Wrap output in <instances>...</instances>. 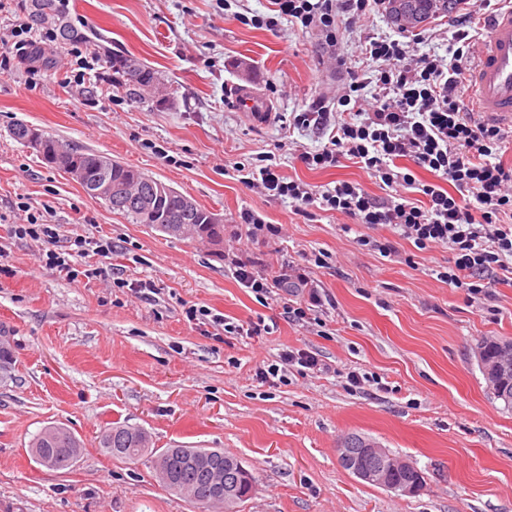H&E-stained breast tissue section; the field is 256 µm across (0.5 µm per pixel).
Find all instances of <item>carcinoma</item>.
Wrapping results in <instances>:
<instances>
[{
  "label": "carcinoma",
  "instance_id": "cac0c4a2",
  "mask_svg": "<svg viewBox=\"0 0 512 512\" xmlns=\"http://www.w3.org/2000/svg\"><path fill=\"white\" fill-rule=\"evenodd\" d=\"M17 7L26 14L31 25L54 26L59 43L81 42L100 49L103 74L107 75L109 82L121 89L129 99L152 103L156 107H164L170 103L168 98H158L148 93L150 88L155 91L160 89L161 76L154 68L139 58L135 59L123 52L115 53L103 46L102 41L105 37L95 28L88 26L84 32L79 30L65 20L58 0H18ZM70 155L71 160L81 164L100 163L110 172L114 181H123L131 175L148 178L142 171L91 149L73 146ZM182 198V193L174 188L170 189L166 202L167 209L181 216L182 223L194 224L200 228L201 234L196 240L213 245L220 242L224 225L207 223L211 212L197 203L190 209L181 208ZM499 344L500 347L495 349V353L499 355L505 351L511 354V357L501 369L502 390L494 391V395L504 402L505 407L512 408V339H502ZM99 447L115 460H135L148 453L152 447V438L146 430L138 426L114 422L100 435ZM81 448V441L63 425L44 427L31 442L34 458L47 460L58 470L70 468L78 459ZM164 452L172 458L187 452L197 455L199 462L196 466L186 469L180 475V481L193 485L201 494L207 490L213 472H224V450L221 448H166Z\"/></svg>",
  "mask_w": 512,
  "mask_h": 512
}]
</instances>
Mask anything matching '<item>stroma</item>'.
Wrapping results in <instances>:
<instances>
[{
    "label": "stroma",
    "instance_id": "obj_1",
    "mask_svg": "<svg viewBox=\"0 0 512 512\" xmlns=\"http://www.w3.org/2000/svg\"><path fill=\"white\" fill-rule=\"evenodd\" d=\"M68 21L97 28L110 48L159 71L173 103H136L102 77L81 72L69 45L47 43L46 62L8 53L0 60V512H197L160 482L152 458L112 459L98 446L119 421L145 428L156 449L221 448L255 478L240 512H512V408L496 400L476 348L512 338V287L468 294L439 280L448 247L416 250L394 230L385 257L360 245L363 227L323 208L297 211L234 176V162L275 155L281 174L325 191L346 180L374 198L384 186L352 160L314 169L302 162L326 142L294 127L301 112L334 91L331 66H318L316 30L280 20L269 29V0H64ZM453 14L428 19L414 57H447ZM397 29L386 13L341 29L340 59L353 62L366 37ZM258 88L274 115L259 126L230 104L231 91ZM25 122L72 145L140 169L224 218L221 244H199L129 223L9 134ZM30 202L59 227L56 249L75 237L112 240L90 257L100 276L73 283L39 263L47 243L19 238L11 217ZM284 228L280 238H248L242 210ZM239 244L269 271L309 266L329 297L324 332L284 317L283 298L259 296L224 264ZM326 253L318 267L314 258ZM127 280L111 287L112 277ZM151 281V300L130 284ZM204 306L223 323L188 321ZM262 324L266 331L247 335ZM315 352L328 372L298 374L288 350ZM279 365L280 381L260 382ZM364 376L347 385L349 372ZM61 423L84 443L76 464L48 470L29 445ZM372 438L426 476L404 494L365 483L338 462L341 438Z\"/></svg>",
    "mask_w": 512,
    "mask_h": 512
}]
</instances>
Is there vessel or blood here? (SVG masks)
Instances as JSON below:
<instances>
[{
    "label": "vessel or blood",
    "instance_id": "1",
    "mask_svg": "<svg viewBox=\"0 0 512 512\" xmlns=\"http://www.w3.org/2000/svg\"><path fill=\"white\" fill-rule=\"evenodd\" d=\"M472 87L479 112L512 127V8L493 14L480 61L472 72ZM232 104L259 123L269 121L273 112L261 93L249 89L238 91Z\"/></svg>",
    "mask_w": 512,
    "mask_h": 512
}]
</instances>
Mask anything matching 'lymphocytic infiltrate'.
<instances>
[{"label": "lymphocytic infiltrate", "mask_w": 512, "mask_h": 512, "mask_svg": "<svg viewBox=\"0 0 512 512\" xmlns=\"http://www.w3.org/2000/svg\"><path fill=\"white\" fill-rule=\"evenodd\" d=\"M272 2L279 14L315 27L323 46L331 48L337 42L340 16L359 18L367 9L381 10L385 0ZM409 48V41L399 38L370 40L361 60L379 66V91L373 100L363 98L359 74L349 67L342 77L344 94L319 100L292 117L295 126L315 129L327 138L317 151L303 155L306 165L331 168L340 159H350L387 187L389 198H373L359 184L345 180L319 193L304 182L286 180L273 164L237 162L233 170L242 183L292 200L299 210L318 203L360 226L391 227L421 252L448 246L453 263L438 277L470 294H490L498 284L512 286V165L497 159L512 143V130L476 119L465 105L461 90L469 72L461 63L462 52H454L449 65L425 57L412 67L406 62ZM403 158L451 181L453 191L418 181L413 171L395 170L396 161ZM20 209L27 219L15 225V235L48 243L44 265L71 282L97 274L93 268L76 269L74 258L113 252L112 241L84 238L74 239L70 251H57L56 226L30 203H21ZM224 261L255 293L288 288L291 298L283 303L287 318L308 321L310 311L324 304L326 294L308 268L295 265L290 272L270 277L258 270L253 258L228 253Z\"/></svg>", "instance_id": "1"}]
</instances>
